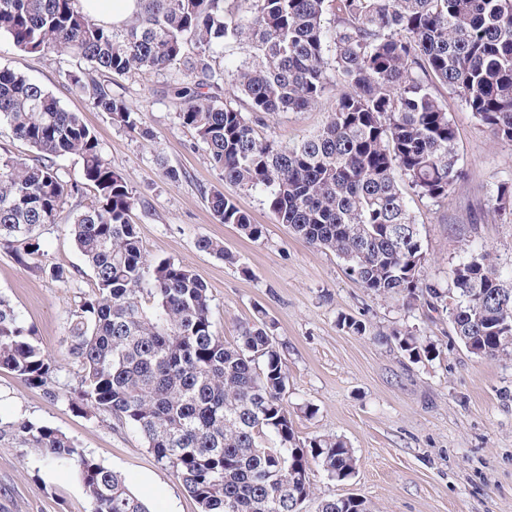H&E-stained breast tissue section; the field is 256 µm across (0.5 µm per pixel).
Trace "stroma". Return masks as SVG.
Segmentation results:
<instances>
[{"mask_svg":"<svg viewBox=\"0 0 512 512\" xmlns=\"http://www.w3.org/2000/svg\"><path fill=\"white\" fill-rule=\"evenodd\" d=\"M80 60L67 55L25 53L0 36V66L22 72L79 113L96 135L113 170L139 200L133 212L151 260L172 259L191 268L213 298L212 321L226 341L264 309L282 342L288 375L286 398L300 438L336 435L357 459L354 476L330 482L315 476L319 499L354 493L374 512H512V356L485 359L456 340L446 314L420 303L403 306L399 296L374 295L350 276L344 262L307 244L276 222L260 196L233 190L263 235L245 237L211 213L204 190L222 186L195 132L180 125L171 99L160 89L169 72L113 77V94L138 109L148 137L126 132L66 80ZM457 132L464 179L439 205L410 197L409 206L429 258L428 277L447 282L471 229L502 265L512 264V222L488 215L479 226L470 217L493 183L512 177V144L496 141L461 100L437 88ZM336 106L324 95L301 113L267 117L269 138L295 143L321 129ZM173 166L181 181L165 179ZM75 204L54 225L43 227L48 263L63 267L72 286L36 271L0 244V294L45 353L57 357L65 319L93 277L67 232ZM223 241L234 263L200 251L196 241ZM366 324V335L344 328L343 319ZM409 329L434 345L436 356L419 362L403 353L390 334ZM26 418L57 428L105 467L119 472L151 512H198L172 469L162 466L141 436L87 402L54 401L42 389L0 369V419ZM84 488L69 468L32 448L0 444V512H88Z\"/></svg>","mask_w":512,"mask_h":512,"instance_id":"obj_1","label":"stroma"}]
</instances>
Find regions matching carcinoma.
I'll return each mask as SVG.
<instances>
[{
	"label": "carcinoma",
	"instance_id": "carcinoma-1",
	"mask_svg": "<svg viewBox=\"0 0 512 512\" xmlns=\"http://www.w3.org/2000/svg\"><path fill=\"white\" fill-rule=\"evenodd\" d=\"M83 2L0 0V36L20 51L69 55L111 75L175 70L162 94L175 100L180 124L195 131L224 185L261 193L277 223L334 253L366 290L445 311L470 353L512 356V267H502L476 235L488 213L512 220V178L497 182L473 213L464 257L446 286L424 274L421 231L402 189L434 204L463 177L437 83L495 139L512 143V0H137L136 23L121 30L94 19ZM229 41L245 55L233 67L217 61ZM66 76L114 124L149 135L140 113L90 73ZM231 77L253 115L222 101ZM337 87L345 92L317 133L283 145L255 129L263 116L305 112ZM2 123L36 158L0 155V242L40 258L35 229L55 224L74 201L69 232L96 288L69 312L59 359L44 353L0 296V368L137 430L200 512H305L314 471L350 479L356 459L343 439L297 435L266 314L257 311L227 342L214 327L207 284L179 262L149 260L132 220V189L82 117L0 67ZM68 155L82 159L83 180L58 167ZM204 195L220 222L261 238L263 226L232 195L222 188ZM197 245L235 260L210 238ZM392 336L415 361L435 352L409 332ZM73 369L77 385L60 387ZM5 440L68 464L89 512H149L120 474L58 429L0 421ZM316 512L373 509L361 497H334Z\"/></svg>",
	"mask_w": 512,
	"mask_h": 512
}]
</instances>
